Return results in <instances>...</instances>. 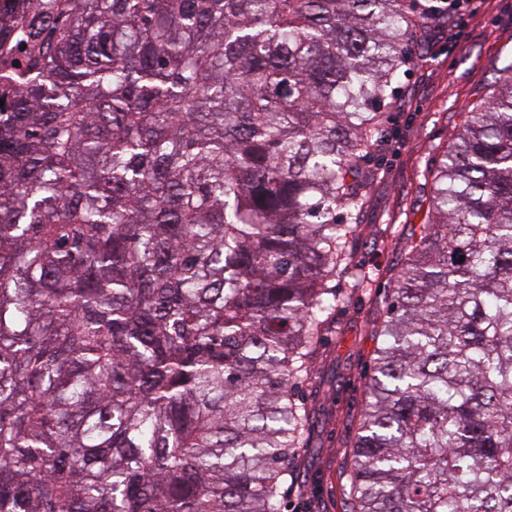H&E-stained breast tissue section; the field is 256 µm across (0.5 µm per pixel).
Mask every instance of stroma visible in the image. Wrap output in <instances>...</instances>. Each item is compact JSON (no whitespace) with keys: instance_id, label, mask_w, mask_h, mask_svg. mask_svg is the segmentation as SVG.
I'll return each mask as SVG.
<instances>
[{"instance_id":"obj_1","label":"stroma","mask_w":512,"mask_h":512,"mask_svg":"<svg viewBox=\"0 0 512 512\" xmlns=\"http://www.w3.org/2000/svg\"><path fill=\"white\" fill-rule=\"evenodd\" d=\"M413 60L402 68L396 104L376 133L366 164L374 179L359 216L363 232L352 266L332 284L346 289L357 271L373 280L336 309V332L310 379L299 382L297 402L311 411L305 446L292 464L281 512H346L353 445L359 432L364 383L373 367L378 328L391 299L393 277L409 225L425 223L432 173L469 112L496 86L495 70L512 63V0H479L451 22L416 33Z\"/></svg>"}]
</instances>
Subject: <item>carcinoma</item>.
<instances>
[{
	"mask_svg": "<svg viewBox=\"0 0 512 512\" xmlns=\"http://www.w3.org/2000/svg\"><path fill=\"white\" fill-rule=\"evenodd\" d=\"M410 0L0 17V512H281ZM411 225L346 512H512V63Z\"/></svg>",
	"mask_w": 512,
	"mask_h": 512,
	"instance_id": "1",
	"label": "carcinoma"
}]
</instances>
